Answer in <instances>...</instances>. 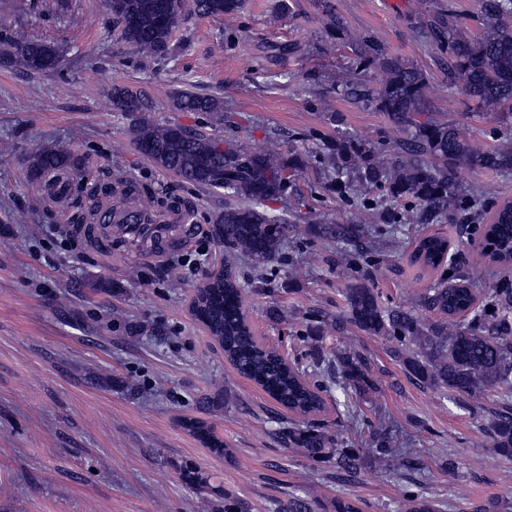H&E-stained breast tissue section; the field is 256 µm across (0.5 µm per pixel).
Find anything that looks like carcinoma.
Instances as JSON below:
<instances>
[{"instance_id":"1","label":"carcinoma","mask_w":512,"mask_h":512,"mask_svg":"<svg viewBox=\"0 0 512 512\" xmlns=\"http://www.w3.org/2000/svg\"><path fill=\"white\" fill-rule=\"evenodd\" d=\"M183 0H117L109 7L120 38L135 52L149 57L169 50L172 32L181 17ZM483 26L470 37L463 34L459 15L448 14L426 24L418 36L433 43L448 55V84L461 85L465 92L488 110L512 117V28L500 20L512 15V0H480ZM243 8V0H193L196 15L210 18L230 17ZM356 56L362 71L374 67L383 74L379 86L359 81L349 87L350 95L375 105L405 133L395 159L387 164L369 144L355 137L338 144L323 157L324 167L335 174L332 186L349 196L370 203V195L386 188L395 198L411 199L428 222L448 219V214L474 208L475 198L463 196L458 174L463 168L491 171L512 170V142L497 149H485L468 138L462 127L435 121L428 115L431 102L428 82L422 71L388 56L370 35L358 37ZM60 47L33 39L23 31L11 37L9 49L0 54V62L19 64L41 71L54 67L61 57ZM174 108L181 112H209L214 124L224 121L223 102L215 96H201L188 89L174 96ZM112 108L121 112H144L147 105L140 92L129 88L112 89ZM138 148L152 162L181 179L210 190H222L230 202L216 218L217 237L229 250L224 272L197 289L192 312L220 344L224 358L236 372L255 383L281 407L308 416L321 409L320 376L336 385L352 409L351 394L371 390L370 378L360 351L351 345L342 350H318L304 367L290 366L288 359L269 348L255 336L242 303L241 285L232 267V259L243 256L261 272L275 263L288 238V220L270 212L269 203L285 195L288 170L305 166L295 156L289 160L263 151H247L237 144L196 132L177 124H135ZM79 163L64 148L33 155L28 170L44 179L45 186L60 183L61 176L78 170ZM131 190L153 198L164 211L177 208L180 200L158 193L148 185L134 184ZM363 224L338 226L337 238L354 244L369 236ZM512 241V209L498 212L496 233L486 241L495 262L512 265V250L497 251L499 238ZM448 242L439 236L421 239L413 259L425 268L445 267ZM343 318L360 331L384 338L391 353L404 364L421 385L461 399H479L489 392L509 401L512 395V287L505 284L492 289L485 304L469 319L462 318L474 302L469 288L448 287V277L423 295L419 312L388 310L381 305L373 289L353 282L345 289ZM492 312H487L488 307ZM435 312L448 321H431ZM191 431L213 450L226 451L202 426L192 424ZM288 441L313 460L331 462L336 477L352 481L357 476L360 453L357 448H339L331 434L312 423L292 422ZM492 447L496 454L512 461V408L504 407L492 424ZM369 453L389 464L398 480L416 487L421 482L422 464L412 448H393L389 438L373 436ZM407 512H438L437 503L423 493L405 494Z\"/></svg>"}]
</instances>
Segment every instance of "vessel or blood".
Masks as SVG:
<instances>
[{
	"instance_id": "vessel-or-blood-1",
	"label": "vessel or blood",
	"mask_w": 512,
	"mask_h": 512,
	"mask_svg": "<svg viewBox=\"0 0 512 512\" xmlns=\"http://www.w3.org/2000/svg\"><path fill=\"white\" fill-rule=\"evenodd\" d=\"M194 232V226L186 223L182 211L169 213L160 223L145 204L116 208L105 195L99 198L95 223L83 227L88 241L104 252L111 251L113 240L121 239L140 251L159 254L175 244L187 242Z\"/></svg>"
}]
</instances>
